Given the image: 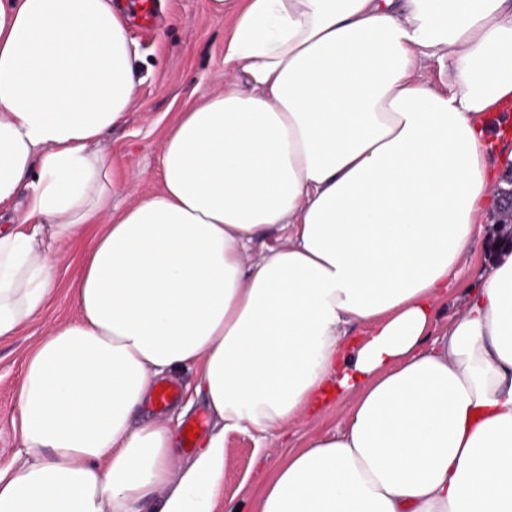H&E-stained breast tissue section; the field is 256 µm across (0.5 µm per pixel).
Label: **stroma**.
Segmentation results:
<instances>
[{"mask_svg": "<svg viewBox=\"0 0 512 512\" xmlns=\"http://www.w3.org/2000/svg\"><path fill=\"white\" fill-rule=\"evenodd\" d=\"M164 11L161 26L152 37L130 31L137 53V71L141 80L138 100L126 122L113 129L103 140L121 179L133 181L132 189L122 192L118 201L128 206L141 194L160 184V154L164 132L182 111L189 94L202 97L224 86V43L230 21L213 16L209 0H160ZM497 211H490L484 225L486 234L474 237L462 264L457 288L448 297L445 313L466 288L475 285L482 269L504 250V242L494 231ZM91 242L90 237L60 247L58 291L49 312L50 319L74 316L76 305L68 286L76 275L80 259ZM46 323L31 324L17 337L0 341V465L9 463L20 447L13 422L19 415L16 384L28 349L45 335ZM345 405H334L320 418L289 425L283 438L275 443L257 442L247 433H230L224 439V483L214 512H231L238 505L249 506V487L259 486L288 452L306 445L313 436L342 428Z\"/></svg>", "mask_w": 512, "mask_h": 512, "instance_id": "1", "label": "stroma"}]
</instances>
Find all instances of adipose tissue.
Listing matches in <instances>:
<instances>
[{
    "instance_id": "ef3b65f1",
    "label": "adipose tissue",
    "mask_w": 512,
    "mask_h": 512,
    "mask_svg": "<svg viewBox=\"0 0 512 512\" xmlns=\"http://www.w3.org/2000/svg\"><path fill=\"white\" fill-rule=\"evenodd\" d=\"M224 88L168 127L133 205L102 148L138 96L114 0H0V339L27 355L0 512H212L224 436L290 452L252 512H512V256L431 328L490 202L479 131L512 94V0H211ZM448 63L431 86L420 56ZM277 241H270V234ZM193 369L217 430L180 462L137 413ZM92 236L93 232H89L79 240H73L60 246L63 262L60 267L58 291L51 305L49 320L68 319L75 315V300L68 290V286L79 269L80 259L89 247Z\"/></svg>"
}]
</instances>
